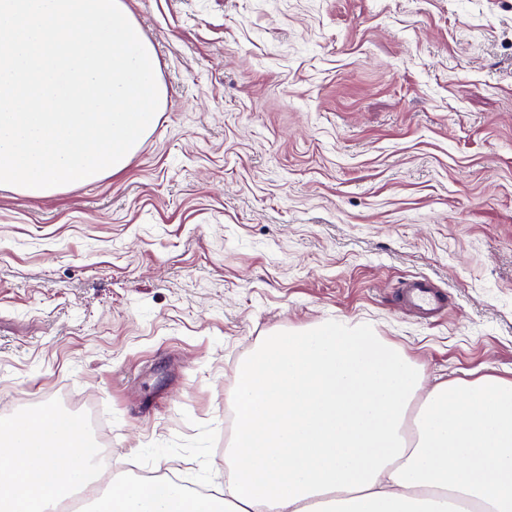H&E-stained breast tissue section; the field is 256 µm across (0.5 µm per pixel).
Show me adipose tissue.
Here are the masks:
<instances>
[{
  "mask_svg": "<svg viewBox=\"0 0 512 512\" xmlns=\"http://www.w3.org/2000/svg\"><path fill=\"white\" fill-rule=\"evenodd\" d=\"M422 381L371 327L275 332L237 372L223 499L135 482L104 512H512V380ZM95 466L79 421L20 416L0 428V512H49Z\"/></svg>",
  "mask_w": 512,
  "mask_h": 512,
  "instance_id": "1",
  "label": "adipose tissue"
}]
</instances>
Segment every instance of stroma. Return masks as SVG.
Returning a JSON list of instances; mask_svg holds the SVG:
<instances>
[{
    "instance_id": "obj_1",
    "label": "stroma",
    "mask_w": 512,
    "mask_h": 512,
    "mask_svg": "<svg viewBox=\"0 0 512 512\" xmlns=\"http://www.w3.org/2000/svg\"><path fill=\"white\" fill-rule=\"evenodd\" d=\"M126 2L165 109L120 175L0 189V425L92 404L113 485L220 493L273 332L365 324L425 387L512 380V0ZM399 305L425 316H433L448 305V296L426 278L417 279L399 291Z\"/></svg>"
}]
</instances>
